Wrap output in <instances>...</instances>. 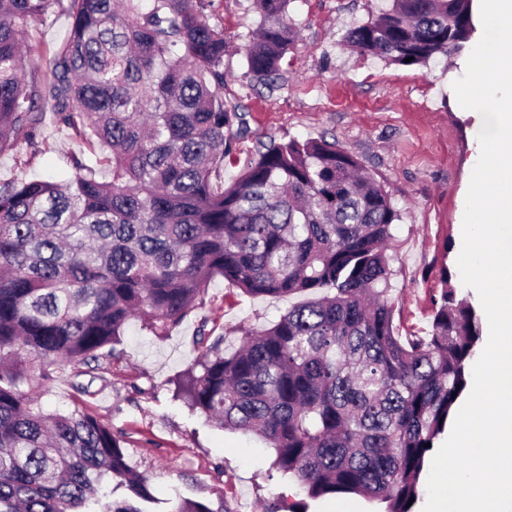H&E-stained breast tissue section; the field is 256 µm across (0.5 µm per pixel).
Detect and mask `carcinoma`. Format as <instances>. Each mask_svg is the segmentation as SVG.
Segmentation results:
<instances>
[{
	"label": "carcinoma",
	"mask_w": 512,
	"mask_h": 512,
	"mask_svg": "<svg viewBox=\"0 0 512 512\" xmlns=\"http://www.w3.org/2000/svg\"><path fill=\"white\" fill-rule=\"evenodd\" d=\"M141 2L0 0V153L50 112L93 155L66 184L0 182V512H151L123 435L77 407L46 413L50 373L33 376L28 361L71 367L84 394L78 378L121 356L130 320L163 336L217 277L251 296L310 299L243 331L231 353L198 330L175 398L262 437L272 468L312 499L414 512L431 444L468 385L480 310L444 266L429 329L399 334L387 247L400 213L334 141L262 144L224 185V158L248 132L224 103V30L204 0ZM289 2L253 0L247 72L269 87L296 39ZM62 4L69 36L31 86L24 34ZM475 30L472 0H391L343 39L415 66L462 51ZM167 512H224V501L178 497Z\"/></svg>",
	"instance_id": "obj_1"
}]
</instances>
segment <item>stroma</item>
<instances>
[{
    "label": "stroma",
    "instance_id": "stroma-1",
    "mask_svg": "<svg viewBox=\"0 0 512 512\" xmlns=\"http://www.w3.org/2000/svg\"><path fill=\"white\" fill-rule=\"evenodd\" d=\"M390 0H291L297 40L280 87L267 89L247 72L245 46L257 25L252 0H205L210 25L230 40L224 57V101L238 106L248 134L235 141L221 176L234 182L259 144L326 138L357 157L388 191L401 214L393 229L395 319L399 330L427 328L430 289L449 268L450 285L468 292L457 274L471 174L480 155L481 115L461 109L452 83L466 56H438L402 67L360 55L342 45L345 32L388 8ZM60 9L49 11L25 36L27 80L42 84L46 61L68 35ZM81 143L71 129L45 119L30 141L0 154V180L53 179L74 174ZM452 241L453 250L443 248ZM288 298L253 297L218 278L203 303L169 335L139 321L126 326L120 358L104 362L103 376L76 393L70 370L53 373L42 402L48 411L80 407L127 441L130 467L145 473L161 500L178 496L223 503L226 512H270L281 496L301 500L297 483L270 474V449L256 435L211 427L172 398L171 379L194 360L200 326L238 346L243 330L270 327Z\"/></svg>",
    "mask_w": 512,
    "mask_h": 512
}]
</instances>
